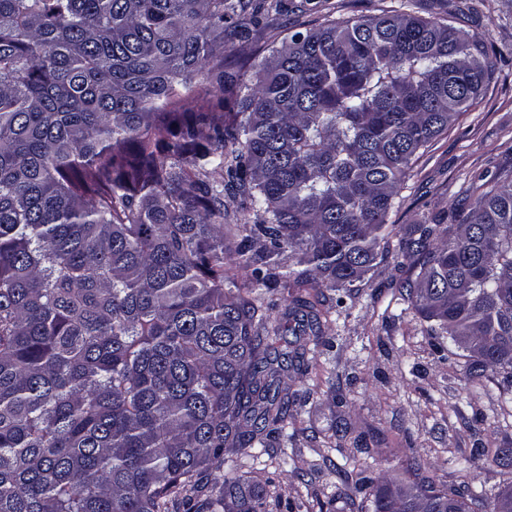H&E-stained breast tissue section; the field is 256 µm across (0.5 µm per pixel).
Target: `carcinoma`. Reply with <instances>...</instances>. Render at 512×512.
<instances>
[{
	"mask_svg": "<svg viewBox=\"0 0 512 512\" xmlns=\"http://www.w3.org/2000/svg\"><path fill=\"white\" fill-rule=\"evenodd\" d=\"M285 0H0V512H265L209 479L288 427L323 289L391 259L467 376L512 374V182L390 253L417 153L480 96L476 36L410 14L296 32L224 73ZM249 213L224 238L226 199ZM288 254L289 264L280 256ZM284 288L278 318L233 268ZM372 512H472L424 476Z\"/></svg>",
	"mask_w": 512,
	"mask_h": 512,
	"instance_id": "cac0c4a2",
	"label": "carcinoma"
}]
</instances>
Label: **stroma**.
I'll return each instance as SVG.
<instances>
[{"instance_id": "stroma-1", "label": "stroma", "mask_w": 512, "mask_h": 512, "mask_svg": "<svg viewBox=\"0 0 512 512\" xmlns=\"http://www.w3.org/2000/svg\"><path fill=\"white\" fill-rule=\"evenodd\" d=\"M249 43L228 46L224 69L258 67L295 32L400 10L455 21L487 44L492 75L476 105L416 156L388 221L390 243L431 224L480 179L512 171V0H292ZM408 269L386 261L350 292L325 290L323 338L301 337L307 374L293 375L285 435L230 448L220 477L265 486L268 512H369V485L414 481L410 461L438 486H469L474 512L512 484L493 463L512 448V375H466V359L396 289Z\"/></svg>"}]
</instances>
